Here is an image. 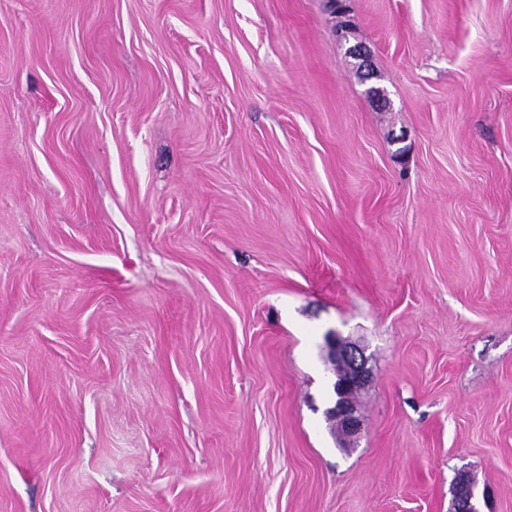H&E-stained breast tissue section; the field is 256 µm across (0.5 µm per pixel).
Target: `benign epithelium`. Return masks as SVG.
<instances>
[{"instance_id":"1","label":"benign epithelium","mask_w":512,"mask_h":512,"mask_svg":"<svg viewBox=\"0 0 512 512\" xmlns=\"http://www.w3.org/2000/svg\"><path fill=\"white\" fill-rule=\"evenodd\" d=\"M349 55L356 61L357 68L364 73L370 70V52L360 43L348 47ZM327 345L333 356L334 373L336 376L334 388L336 403L328 409L327 416L335 421L345 435L352 437L361 429L357 408L352 400V394L361 389L368 378L366 358L363 351L354 343L345 341L331 334L327 336Z\"/></svg>"}]
</instances>
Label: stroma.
Masks as SVG:
<instances>
[{
  "label": "stroma",
  "instance_id": "35a3bbf8",
  "mask_svg": "<svg viewBox=\"0 0 512 512\" xmlns=\"http://www.w3.org/2000/svg\"><path fill=\"white\" fill-rule=\"evenodd\" d=\"M346 3L0 0V512H512V0ZM327 345L335 366L334 388L337 396L336 403L328 409L327 416L342 428L345 435L352 437L360 431L361 422L351 396L367 382L366 358L356 344L335 334L327 336ZM339 366H344L345 369L339 370Z\"/></svg>",
  "mask_w": 512,
  "mask_h": 512
}]
</instances>
